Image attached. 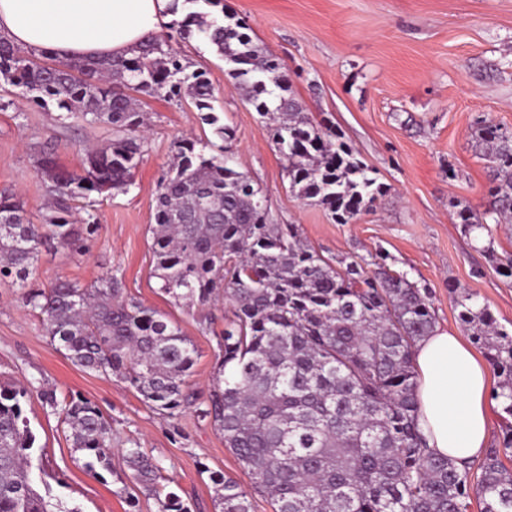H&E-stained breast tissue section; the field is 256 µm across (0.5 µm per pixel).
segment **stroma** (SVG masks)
I'll use <instances>...</instances> for the list:
<instances>
[{"mask_svg": "<svg viewBox=\"0 0 512 512\" xmlns=\"http://www.w3.org/2000/svg\"><path fill=\"white\" fill-rule=\"evenodd\" d=\"M224 9L245 19L253 41L280 58L303 112L334 125L387 188L373 209L347 224L298 199L288 190L286 160L224 61L197 40H173L190 68L207 70L224 121L235 130L229 147L236 166L262 188L272 223L298 225L328 258H384L391 270L429 288L438 328L462 333L453 298L466 290L512 329V279L498 274L483 240L464 234L456 219L457 207L481 211L487 201V163L472 129L486 120L512 133V0H224ZM1 100L7 107L0 110V190L17 193L36 218L49 197L37 173L40 145L56 140L58 163L73 171L85 148L106 144L112 129L57 122L0 91ZM142 110L148 130L133 185L98 206L99 230L83 252L43 247L33 281L44 287L63 276L87 285L103 272L117 274L128 293L168 313L194 341L199 356L190 382L203 391L219 348L200 319L223 324L228 304L170 303L153 275L148 228L157 182L178 140L203 138L204 130L188 100L151 97ZM19 293L11 279H0V384L35 378L57 396L92 401L111 422L117 447L137 442L151 451L162 464L163 484L190 495L191 512H215L211 474L251 490L220 432L190 412L165 417L126 384L75 366L23 308ZM25 411L68 504L81 512H126L131 483L120 456H113L105 480L95 479L50 408L34 397Z\"/></svg>", "mask_w": 512, "mask_h": 512, "instance_id": "stroma-1", "label": "stroma"}]
</instances>
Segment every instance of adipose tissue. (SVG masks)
Instances as JSON below:
<instances>
[{"mask_svg": "<svg viewBox=\"0 0 512 512\" xmlns=\"http://www.w3.org/2000/svg\"><path fill=\"white\" fill-rule=\"evenodd\" d=\"M170 0H0V34L69 61L128 56L169 18ZM419 425L435 452L468 460L490 432L489 378L463 337L435 330L415 353Z\"/></svg>", "mask_w": 512, "mask_h": 512, "instance_id": "1", "label": "adipose tissue"}]
</instances>
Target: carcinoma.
I'll return each instance as SVG.
<instances>
[{
	"label": "carcinoma",
	"instance_id": "carcinoma-1",
	"mask_svg": "<svg viewBox=\"0 0 512 512\" xmlns=\"http://www.w3.org/2000/svg\"><path fill=\"white\" fill-rule=\"evenodd\" d=\"M170 13V30L231 65L286 159L298 198L347 224L384 195L352 150L302 111L279 58L253 42L245 23L224 15V0H171ZM170 41L154 35L129 57L63 62L0 37V85L59 111L61 121L112 127V140L87 153L78 171L59 166L55 144L42 146L37 168L52 202L41 223L27 218L20 197L0 191V278H15L22 305L74 365L128 384L154 411L176 418L192 410L220 431L275 512H469L474 494L481 512H512V471L499 450H489L476 477L473 462L434 452L419 428L415 351L437 324L427 288L383 262L369 274L355 260L326 258L296 225L271 223L252 181L225 154L234 129L215 111L207 72L188 71ZM139 95L191 99L211 132L177 143L150 227L154 274L173 304L229 302L205 393L190 383L194 342L166 313L129 296L112 272L88 286L59 277L28 287L43 246L80 249L99 229L97 199L133 185L144 125ZM475 138L489 162L488 200L481 213L461 207L457 219L464 232L488 236L483 251L512 277V259L498 262L491 229L512 224V134L484 122ZM455 309L497 370L493 399L503 448L512 449V332L468 292L458 294ZM34 392L68 427L85 471L101 480L112 472V424L95 404L60 400L33 384L1 387L0 512H79L46 480L43 447L25 414ZM123 459L158 512H190L160 484V461L139 443L123 449ZM210 480L219 512H253L252 495L236 481Z\"/></svg>",
	"mask_w": 512,
	"mask_h": 512
}]
</instances>
